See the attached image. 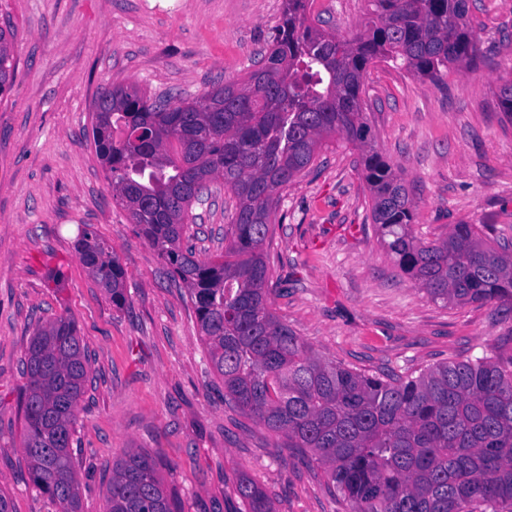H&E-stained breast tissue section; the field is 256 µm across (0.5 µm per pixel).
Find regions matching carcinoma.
Listing matches in <instances>:
<instances>
[{
	"label": "carcinoma",
	"mask_w": 512,
	"mask_h": 512,
	"mask_svg": "<svg viewBox=\"0 0 512 512\" xmlns=\"http://www.w3.org/2000/svg\"><path fill=\"white\" fill-rule=\"evenodd\" d=\"M312 0H283L268 51L239 83L194 100L151 98L116 85L97 102L92 135L131 223L185 289L224 402L312 453L350 512H512V362L448 361L420 374L370 375L325 360L270 309L267 246L281 193L336 136L359 153L372 223L395 266L445 305L512 303V243L476 224L417 238L413 199L375 148L363 79L378 57L436 79L476 63L469 0H370L364 32L340 37L309 22ZM12 29L0 27V97L12 88ZM499 111L512 122V81ZM221 178L235 199L228 244L201 261L184 244L193 206ZM81 264L126 304L124 270L90 228ZM24 452L33 485L80 512L71 453L89 355L75 320L38 327L23 360ZM249 512H275L243 476ZM107 512H178L155 461L133 453L112 467Z\"/></svg>",
	"instance_id": "obj_1"
}]
</instances>
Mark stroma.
I'll list each match as a JSON object with an SVG mask.
<instances>
[{"label": "stroma", "instance_id": "1", "mask_svg": "<svg viewBox=\"0 0 512 512\" xmlns=\"http://www.w3.org/2000/svg\"><path fill=\"white\" fill-rule=\"evenodd\" d=\"M282 0H0L15 30L16 79L0 98V493L13 512H56L24 456L21 361L37 325L75 318L90 358L72 452L82 512H106L113 464L153 457L180 512H248L247 476L276 512H349L324 468L225 405L183 289L114 199L92 139L93 105L116 84L193 99L240 81L265 50ZM367 0H313L327 31H363ZM479 49L438 82L389 60L363 98L377 149L403 172L415 233L478 224L512 240V123L498 87L512 79V0H472ZM235 200L201 208L200 260L224 252ZM92 226L125 271L112 305L79 261ZM268 246L272 309L323 358L369 374L446 361L512 362V304L431 301L387 255L371 220L358 153L329 140L286 190Z\"/></svg>", "mask_w": 512, "mask_h": 512}]
</instances>
